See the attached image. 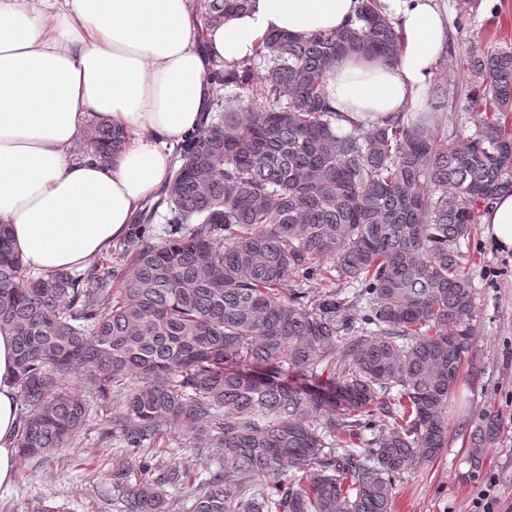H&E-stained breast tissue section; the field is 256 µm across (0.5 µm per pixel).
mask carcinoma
<instances>
[{
  "label": "carcinoma",
  "instance_id": "obj_1",
  "mask_svg": "<svg viewBox=\"0 0 512 512\" xmlns=\"http://www.w3.org/2000/svg\"><path fill=\"white\" fill-rule=\"evenodd\" d=\"M250 3L204 0L203 23ZM401 50L382 0H359L334 31L266 35L262 80L255 61L217 77L224 97L167 186L84 270L34 272L0 224L18 455L76 443L90 416L79 375L110 409L101 437L138 458L105 473L115 512H174L167 485L187 489L188 512H390L395 479L448 447L462 376L481 375L475 361L463 371L476 317L465 249L479 208L512 193L511 46L468 62L470 135L448 137L440 85L428 112L342 128L327 100L336 62ZM82 140L105 162L127 135L99 119ZM188 425L218 451L204 479L158 448ZM456 431L474 471L501 420L489 408Z\"/></svg>",
  "mask_w": 512,
  "mask_h": 512
}]
</instances>
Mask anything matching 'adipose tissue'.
I'll return each mask as SVG.
<instances>
[{
	"instance_id": "obj_1",
	"label": "adipose tissue",
	"mask_w": 512,
	"mask_h": 512,
	"mask_svg": "<svg viewBox=\"0 0 512 512\" xmlns=\"http://www.w3.org/2000/svg\"><path fill=\"white\" fill-rule=\"evenodd\" d=\"M399 25L396 62L341 59L330 106L351 121L422 110L448 29L433 0H382ZM358 0H251L199 28L193 0H0V223L40 272L80 268L122 237L164 187L173 147L205 121L214 73L250 60L267 33L332 31ZM124 130L103 163L69 148L92 118ZM487 236L512 252V194L484 209ZM12 336L0 333V487L16 477L19 404Z\"/></svg>"
}]
</instances>
